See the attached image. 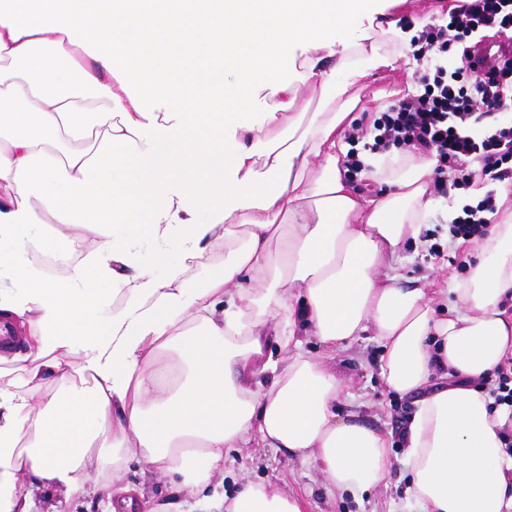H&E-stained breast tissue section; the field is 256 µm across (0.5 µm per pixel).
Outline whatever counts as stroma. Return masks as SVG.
<instances>
[{
  "mask_svg": "<svg viewBox=\"0 0 512 512\" xmlns=\"http://www.w3.org/2000/svg\"><path fill=\"white\" fill-rule=\"evenodd\" d=\"M418 64L412 56L400 58L395 69L373 74L364 82L361 92L363 111L358 121L369 124L373 113L407 93L416 84ZM427 229L437 231V241L443 249L444 260L428 261L423 249L407 247L397 272L399 281L413 285L424 278L443 283L452 277H462L459 261L471 260L472 245L450 240L444 230L445 213L433 209L425 220ZM304 349L318 357L342 378L347 388L336 405L339 414H357L365 423L385 432L390 440L394 470L386 483L369 490L360 499L347 494L329 493L317 468L288 458L272 448H244L230 453L224 463V474L214 479L199 500L190 501L185 512H221L225 496L233 494L242 478L272 481L285 485L304 504V512H409L406 489L410 476L401 465L404 453L402 430L413 409L410 399L387 390L379 370L381 347L372 335L351 341L345 348L329 351L315 338L307 337ZM33 501V512H50L60 505L62 512H127L118 499L107 498L100 491L85 497L65 498L62 492L25 485Z\"/></svg>",
  "mask_w": 512,
  "mask_h": 512,
  "instance_id": "1",
  "label": "stroma"
}]
</instances>
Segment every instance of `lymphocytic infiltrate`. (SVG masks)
<instances>
[{"mask_svg":"<svg viewBox=\"0 0 512 512\" xmlns=\"http://www.w3.org/2000/svg\"><path fill=\"white\" fill-rule=\"evenodd\" d=\"M491 27L512 29V0H456L446 22L426 26L411 40L416 59H435L433 72L419 77L420 93L396 98L370 129L353 126L350 141L369 135L375 151L429 154L436 161L437 189L448 182L466 190L495 181L512 192V123L502 119L512 111V45L502 44L486 71L471 62L476 34ZM484 119L490 122L485 133H472V124ZM496 209L493 192L464 200L449 235L466 243L482 240Z\"/></svg>","mask_w":512,"mask_h":512,"instance_id":"1","label":"lymphocytic infiltrate"}]
</instances>
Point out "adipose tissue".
<instances>
[{
	"label": "adipose tissue",
	"instance_id": "adipose-tissue-1",
	"mask_svg": "<svg viewBox=\"0 0 512 512\" xmlns=\"http://www.w3.org/2000/svg\"><path fill=\"white\" fill-rule=\"evenodd\" d=\"M417 8L0 0V512H32L27 481L124 495L133 462L173 488L148 512H181L256 442L361 497L391 474L390 441L337 414L345 385L303 344L369 332L414 403L402 463L420 512H512V409L486 386L512 356V199L465 277L405 287L389 270L435 204L434 160L363 154L359 189L343 165L362 82L402 57ZM217 68L232 83L202 84ZM305 90L319 107L299 134ZM218 247V274L190 287ZM35 252L71 260L48 275ZM224 512L302 506L246 480Z\"/></svg>",
	"mask_w": 512,
	"mask_h": 512
}]
</instances>
